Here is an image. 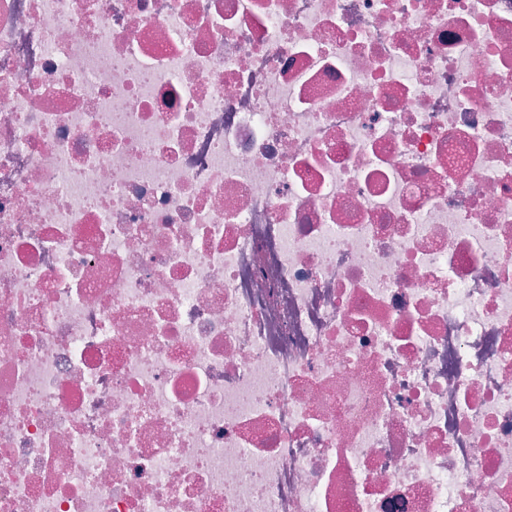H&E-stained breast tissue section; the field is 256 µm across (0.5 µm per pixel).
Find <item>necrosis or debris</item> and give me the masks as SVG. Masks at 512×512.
<instances>
[{"instance_id":"4bbe7bcc","label":"necrosis or debris","mask_w":512,"mask_h":512,"mask_svg":"<svg viewBox=\"0 0 512 512\" xmlns=\"http://www.w3.org/2000/svg\"><path fill=\"white\" fill-rule=\"evenodd\" d=\"M0 512H512V0H0Z\"/></svg>"}]
</instances>
